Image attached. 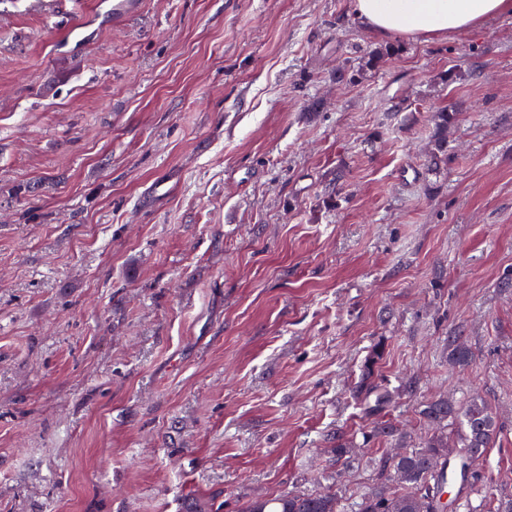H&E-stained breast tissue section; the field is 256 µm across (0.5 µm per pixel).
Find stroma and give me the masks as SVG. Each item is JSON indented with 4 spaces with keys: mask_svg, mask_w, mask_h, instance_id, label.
Returning <instances> with one entry per match:
<instances>
[{
    "mask_svg": "<svg viewBox=\"0 0 512 512\" xmlns=\"http://www.w3.org/2000/svg\"><path fill=\"white\" fill-rule=\"evenodd\" d=\"M396 45L353 0H0V512L348 504L477 396L468 507L512 500V15ZM454 119V115L448 112V109H442L435 112L434 121V152L432 158L434 163L447 164L448 162V123ZM424 418L438 429H448L451 426L457 432L460 440V484L451 483L448 486L456 489L458 504L464 506L467 502L468 489L473 486V464L479 460L486 448H491L499 435V427L491 408L482 400L473 398L464 407H457L448 399H435L427 402L422 411ZM460 501V502H459ZM336 493L288 492L272 498H255L244 512H344Z\"/></svg>",
    "mask_w": 512,
    "mask_h": 512,
    "instance_id": "stroma-1",
    "label": "stroma"
}]
</instances>
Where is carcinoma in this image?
<instances>
[{"label":"carcinoma","instance_id":"cac0c4a2","mask_svg":"<svg viewBox=\"0 0 512 512\" xmlns=\"http://www.w3.org/2000/svg\"><path fill=\"white\" fill-rule=\"evenodd\" d=\"M454 115L446 109L435 112L433 161L448 162V123ZM424 418L438 429L452 427L461 447L458 466L460 483L445 482L448 466V443L443 434L431 437L420 448L405 449L382 459L381 472L396 483L393 489L381 486L361 502L354 512H440L439 492L448 485L456 489L460 505L467 502L468 489L473 486V464L486 449L492 447L499 427L491 408L481 399L473 398L460 408L447 399L427 402ZM243 512H344L334 493L288 492L272 498H255L246 503Z\"/></svg>","mask_w":512,"mask_h":512}]
</instances>
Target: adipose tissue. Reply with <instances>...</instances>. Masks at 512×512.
I'll use <instances>...</instances> for the list:
<instances>
[{
	"label": "adipose tissue",
	"mask_w": 512,
	"mask_h": 512,
	"mask_svg": "<svg viewBox=\"0 0 512 512\" xmlns=\"http://www.w3.org/2000/svg\"><path fill=\"white\" fill-rule=\"evenodd\" d=\"M359 22L381 37L445 39L512 13V0H353Z\"/></svg>",
	"instance_id": "1"
}]
</instances>
